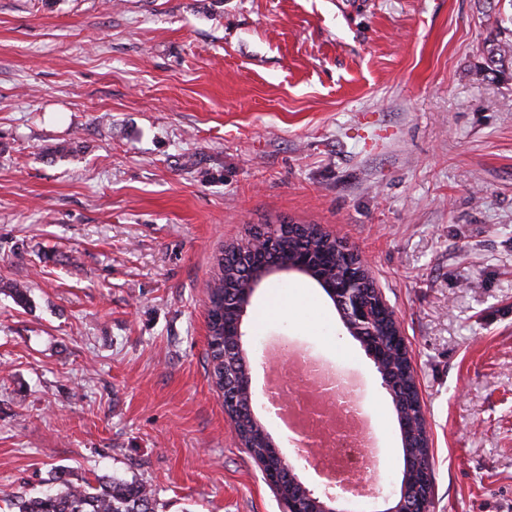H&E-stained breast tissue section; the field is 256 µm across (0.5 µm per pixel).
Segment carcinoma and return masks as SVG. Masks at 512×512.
Wrapping results in <instances>:
<instances>
[{
	"label": "carcinoma",
	"instance_id": "cac0c4a2",
	"mask_svg": "<svg viewBox=\"0 0 512 512\" xmlns=\"http://www.w3.org/2000/svg\"><path fill=\"white\" fill-rule=\"evenodd\" d=\"M509 51L499 44H490L485 49L486 70L493 74L504 72ZM269 235L275 240L273 250L266 253V262L286 264L301 257H310L314 268L325 277L337 272L343 276L350 271L349 262L336 237L324 232L314 224L301 228H284L267 224L252 227L247 238ZM247 273L246 267L235 250H223L217 257V272L207 289L208 358L210 375L215 387L222 391L224 384L239 382L247 372L248 356L236 351V342L229 328L233 317L224 310L226 298L237 292ZM375 341L386 349V367L395 380L390 392L396 415L404 414L409 419L426 423L421 408L414 405V370L407 354L392 336L389 322L382 319L374 327ZM241 439L254 459L266 457L268 433L264 425L253 419L239 425ZM404 465L422 472L430 470V453L427 448H403ZM55 490L39 496L15 495L10 499L14 512H155L156 499L151 489L136 481H127L114 476H101L96 484H77L60 472L51 477Z\"/></svg>",
	"mask_w": 512,
	"mask_h": 512
}]
</instances>
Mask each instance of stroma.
<instances>
[{"label": "stroma", "instance_id": "1", "mask_svg": "<svg viewBox=\"0 0 512 512\" xmlns=\"http://www.w3.org/2000/svg\"><path fill=\"white\" fill-rule=\"evenodd\" d=\"M512 0H0V512L59 470L158 512H284L207 373V285L253 224L371 263L432 433L430 512H512ZM27 288L18 305L11 288ZM253 383L288 341L359 374L386 512L391 398L313 281L257 288ZM258 418L298 479L274 415Z\"/></svg>", "mask_w": 512, "mask_h": 512}]
</instances>
